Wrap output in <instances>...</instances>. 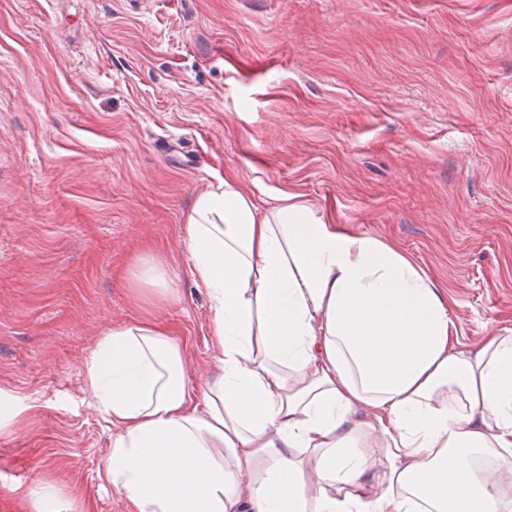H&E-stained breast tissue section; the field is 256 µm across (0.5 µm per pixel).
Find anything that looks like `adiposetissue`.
Masks as SVG:
<instances>
[{
  "mask_svg": "<svg viewBox=\"0 0 512 512\" xmlns=\"http://www.w3.org/2000/svg\"><path fill=\"white\" fill-rule=\"evenodd\" d=\"M184 223L217 375L151 321L84 367L129 512H512V331L468 347L407 254L233 174Z\"/></svg>",
  "mask_w": 512,
  "mask_h": 512,
  "instance_id": "obj_1",
  "label": "adipose tissue"
}]
</instances>
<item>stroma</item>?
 I'll use <instances>...</instances> for the list:
<instances>
[{
    "instance_id": "1",
    "label": "stroma",
    "mask_w": 512,
    "mask_h": 512,
    "mask_svg": "<svg viewBox=\"0 0 512 512\" xmlns=\"http://www.w3.org/2000/svg\"><path fill=\"white\" fill-rule=\"evenodd\" d=\"M229 170L410 255L463 342L512 330V0H0V512H127L85 362L154 321L210 380L183 219ZM133 288H158L160 299L173 296V288L168 278L166 267L153 255L145 254L140 258L136 268L131 273ZM24 495L28 499L32 512H66L72 505L65 499H60L55 488L48 484H39L28 488ZM54 508V510H49Z\"/></svg>"
}]
</instances>
